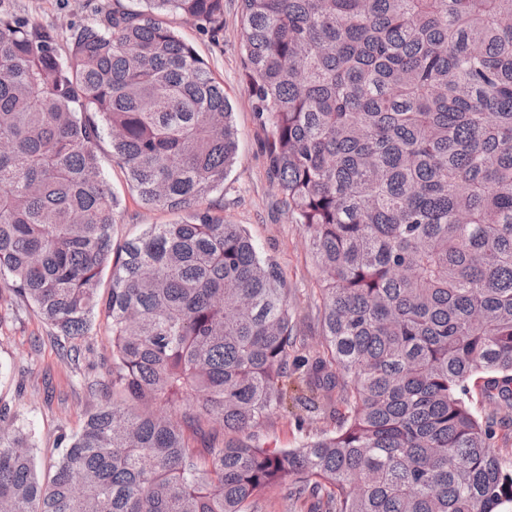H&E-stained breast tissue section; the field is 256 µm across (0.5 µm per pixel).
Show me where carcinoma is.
I'll return each mask as SVG.
<instances>
[{
  "label": "carcinoma",
  "mask_w": 512,
  "mask_h": 512,
  "mask_svg": "<svg viewBox=\"0 0 512 512\" xmlns=\"http://www.w3.org/2000/svg\"><path fill=\"white\" fill-rule=\"evenodd\" d=\"M71 30L0 8V283L76 362L104 308L111 369L48 474L0 408V512H508L512 467L465 399L512 409V0H238L278 195L320 271L322 333L282 273L201 203L236 156L233 107L175 15L132 0ZM112 161L176 215L117 246ZM112 271L107 299L101 276ZM297 377L335 426L258 431Z\"/></svg>",
  "instance_id": "obj_1"
}]
</instances>
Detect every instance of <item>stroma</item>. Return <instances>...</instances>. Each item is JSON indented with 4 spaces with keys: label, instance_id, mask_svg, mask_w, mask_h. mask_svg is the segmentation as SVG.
Listing matches in <instances>:
<instances>
[{
    "label": "stroma",
    "instance_id": "35a3bbf8",
    "mask_svg": "<svg viewBox=\"0 0 512 512\" xmlns=\"http://www.w3.org/2000/svg\"><path fill=\"white\" fill-rule=\"evenodd\" d=\"M129 0H10L22 16L56 25L61 35L70 27L87 24L101 12L128 5ZM178 35L208 63L234 110L238 149L224 188L204 200V207L233 224L244 225L262 256L281 269L295 316L298 335L316 345L320 323L316 297L318 271L307 250V233L292 223L279 202L270 179L267 156L268 129L252 108L245 62L241 54L238 0H224V28L218 34L203 31L193 22L169 19ZM98 156L113 192L120 201L114 230L115 242L135 237L142 225L167 224L173 214L144 207L127 186L126 175L112 160L109 136H102ZM55 331L43 323L24 302H0V406L16 412L35 435V455L47 469L57 455V438L78 431L94 403L92 384L107 376L109 330L104 316H95L81 341L79 362L58 354ZM469 400L479 418L494 417L491 446L496 455L512 463V411L499 409L485 380L469 382ZM329 415L298 406L272 415L259 431L261 443L272 448H294L306 438L331 426Z\"/></svg>",
    "mask_w": 512,
    "mask_h": 512
}]
</instances>
